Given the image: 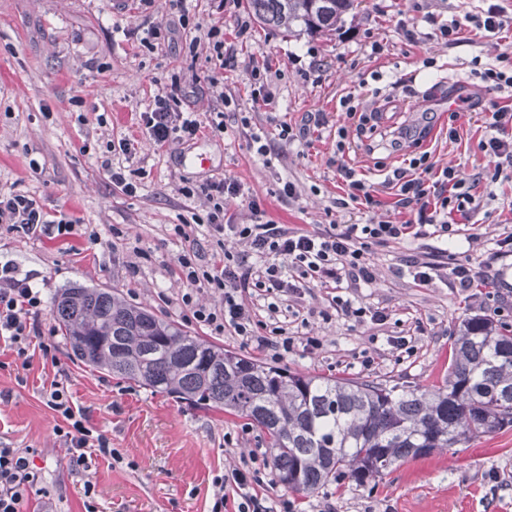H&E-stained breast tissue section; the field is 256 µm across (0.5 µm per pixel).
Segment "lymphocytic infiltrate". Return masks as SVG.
<instances>
[{"label":"lymphocytic infiltrate","instance_id":"f902f5d3","mask_svg":"<svg viewBox=\"0 0 512 512\" xmlns=\"http://www.w3.org/2000/svg\"><path fill=\"white\" fill-rule=\"evenodd\" d=\"M178 103L175 93L159 94L150 111L141 113V124L154 145L162 147L175 139L199 135L200 122L192 113L179 110ZM339 106L355 126L336 130V173L348 188L349 201L367 212L365 223L347 224L338 231L291 229L266 221L254 201L250 204L254 223L229 224L224 203L240 197L243 188L231 178L211 183L209 229L225 240L244 243L246 249L236 255L225 248L204 262L198 246L190 244L178 257L177 275L183 286L178 304L210 335L228 331L260 353L275 359L285 357L293 351L296 338L288 330L284 310L268 303L269 331L260 333L255 299L262 292L299 299L311 283L333 290L332 303L343 315L367 316L373 323L384 324L386 310L368 311L338 294L345 278L366 285L374 282V270L366 260L368 249L392 241L448 240L461 235L482 200L495 199L493 186L498 173L504 166L512 167V105L494 102L485 111L488 133L479 143L494 165V175L480 174L469 183L459 178L454 167H435L428 152L413 154L406 167L393 170L383 182L395 197L396 217L375 218L373 211L379 202L346 158L352 146L351 134H363L369 116L353 95L341 97ZM0 223L27 235L53 231L70 238L76 233L75 221L52 220L34 198L15 192L0 193ZM42 305L41 294L29 279L19 277L11 266L0 267V337L8 341L16 362L24 369L31 364L34 339L41 336L33 317ZM46 397L49 408L61 419L54 433L74 466L87 471L98 458L120 461L111 438L90 426L85 411L75 407L64 381H52ZM32 454L29 448L0 445V512H27L32 497L41 495L42 476ZM261 484L259 468L246 463L215 477L210 512H274L270 497L260 490Z\"/></svg>","mask_w":512,"mask_h":512}]
</instances>
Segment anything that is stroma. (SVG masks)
Instances as JSON below:
<instances>
[{
	"mask_svg": "<svg viewBox=\"0 0 512 512\" xmlns=\"http://www.w3.org/2000/svg\"><path fill=\"white\" fill-rule=\"evenodd\" d=\"M493 3L512 17V0H364L335 34L293 37L260 25L244 0H152L148 6L139 0H0V192L33 196L46 211L97 233L65 243L0 224V266L13 265L40 291L41 334L51 346L50 356L35 354L31 368L21 371L0 341V443L35 449L48 512H84L83 477L60 447L46 405L45 390L60 370L73 402L123 457L116 464L98 460L92 468L98 512H209L216 476L241 460L269 456L265 434L245 419L195 409L71 360L49 308L60 289L115 287L200 335L175 303L176 259L187 243L174 225L198 224L204 254L219 251L218 235L204 226L206 190L208 182L227 177L245 189L228 205L233 223L253 222L252 199L277 224L312 231L361 223L358 210L336 204L344 191L331 133L349 123L339 99L350 93L383 105L355 158L369 182L390 174L426 127L438 139L432 162L454 166L467 180L483 172L489 161L478 148L487 133L481 108L465 110L456 123L460 138L451 143L444 139L448 99L512 100V92L485 89L471 73L474 57L490 62L512 47V28L502 40L475 36L449 45L430 38L421 18L461 20ZM413 18L419 26L412 42L401 24ZM151 25L164 35L161 44L146 42ZM215 25L233 50L220 92L205 82L214 68L208 32ZM429 57L435 67H424ZM263 66L270 69L268 105L252 97V73ZM403 76L411 77L410 85H399ZM174 87L183 95L182 110L195 113L204 130L191 141L157 148L139 115L154 95ZM218 112L224 130L215 133L209 124ZM317 112L326 128L299 141L278 140L280 124L297 128ZM256 128L277 140L268 159L248 146ZM128 137L138 143L135 156L111 158L136 184L130 195L101 167L107 142ZM287 181L296 187L294 197L282 194ZM185 186L192 196L182 194ZM496 193L474 213L472 239L372 246L375 282L342 294L362 306L387 308L385 324L331 312L321 287L291 302L306 321L299 334L319 337L322 347L313 355L294 350L281 366L428 385L447 368L461 320L480 315L512 324V255L486 267L493 287L470 298L451 288L445 274L422 285L398 273L412 255L444 266L478 263L491 239L512 232V172L503 171ZM391 336L411 337L410 352L391 350ZM369 356L373 365L363 367ZM263 480L265 493L293 502L294 512H512V429L408 461L366 486L346 478L303 496L275 485L271 469H264Z\"/></svg>",
	"mask_w": 512,
	"mask_h": 512,
	"instance_id": "1",
	"label": "stroma"
}]
</instances>
